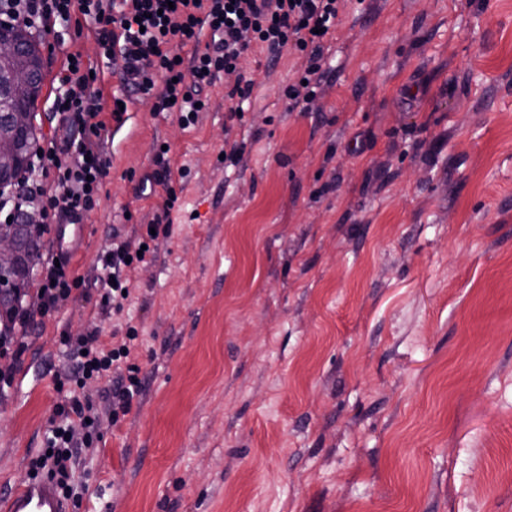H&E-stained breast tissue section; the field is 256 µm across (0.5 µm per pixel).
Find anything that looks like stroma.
I'll use <instances>...</instances> for the list:
<instances>
[{"label":"stroma","instance_id":"1","mask_svg":"<svg viewBox=\"0 0 512 512\" xmlns=\"http://www.w3.org/2000/svg\"><path fill=\"white\" fill-rule=\"evenodd\" d=\"M45 37L37 137L65 51L125 98L92 22ZM313 98L301 59L248 51L194 125L129 101L71 253L93 279L138 251L121 313L75 289L33 312L0 401V494L26 478L71 361L62 334L125 342L142 393L81 450L78 512H512V0H346ZM169 148L168 183L153 179ZM238 145L236 160L224 151ZM177 198L174 195H168L163 201L161 213H157L151 224L146 225V236L149 241L154 242L158 240L159 236H168L169 224L166 222L163 224V220H167L170 210L173 209ZM150 228H155V235L150 233Z\"/></svg>","mask_w":512,"mask_h":512}]
</instances>
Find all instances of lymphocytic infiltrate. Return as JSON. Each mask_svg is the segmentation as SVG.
<instances>
[{"label": "lymphocytic infiltrate", "instance_id": "lymphocytic-infiltrate-1", "mask_svg": "<svg viewBox=\"0 0 512 512\" xmlns=\"http://www.w3.org/2000/svg\"><path fill=\"white\" fill-rule=\"evenodd\" d=\"M341 8L342 0H0V14L46 34L70 24L73 12L91 18L106 54L120 56L130 95L155 94V111L180 113L186 127L195 123L204 89L220 74L236 76L224 89L225 100H248L253 81L240 73L239 63L255 45L273 61L286 50L300 56L302 80L289 85L286 94L295 101L313 97L324 76L326 35ZM90 72L77 52L71 66L62 67L57 76L54 109L62 132L47 139L36 158L41 169L55 170V179H26L20 203L0 199V213H13L22 204L48 211L55 220L76 221L94 208L106 175L94 138L105 124L99 119L102 100L90 91ZM130 256L123 242L113 243L103 256L101 267L108 272L103 305L121 308ZM80 283L71 277L67 258L46 260L37 282L43 309L54 308L61 295ZM136 335L128 329L126 342L109 350L92 334L62 339L72 347L75 363L63 400L49 419L44 446L29 461V474L55 480L67 499L77 497L72 471L78 449L93 447L101 436L102 419L118 422L141 391L135 374L120 372ZM89 377L111 379L107 410L78 392Z\"/></svg>", "mask_w": 512, "mask_h": 512}]
</instances>
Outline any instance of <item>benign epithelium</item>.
<instances>
[{
	"instance_id": "7a95c632",
	"label": "benign epithelium",
	"mask_w": 512,
	"mask_h": 512,
	"mask_svg": "<svg viewBox=\"0 0 512 512\" xmlns=\"http://www.w3.org/2000/svg\"><path fill=\"white\" fill-rule=\"evenodd\" d=\"M42 52L21 27L0 22V184L20 176L29 163L26 132L30 115L25 102L40 92ZM45 214L38 208L22 209L16 217L0 225V271L17 265L24 256L28 235L44 223ZM26 306L38 309L36 299L15 293L11 280L0 276V319L5 310Z\"/></svg>"
}]
</instances>
